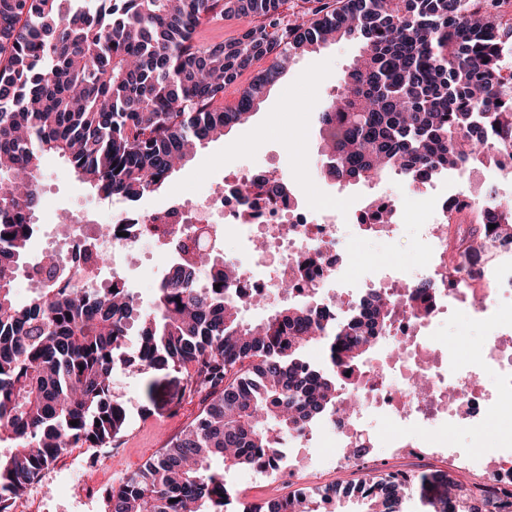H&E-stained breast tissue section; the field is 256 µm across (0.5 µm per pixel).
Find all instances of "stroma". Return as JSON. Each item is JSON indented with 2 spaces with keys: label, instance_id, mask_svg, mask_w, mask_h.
I'll use <instances>...</instances> for the list:
<instances>
[{
  "label": "stroma",
  "instance_id": "stroma-1",
  "mask_svg": "<svg viewBox=\"0 0 512 512\" xmlns=\"http://www.w3.org/2000/svg\"><path fill=\"white\" fill-rule=\"evenodd\" d=\"M360 50L358 42L343 40L297 57L287 76L260 104L251 124L235 127L223 140L200 148L170 176L163 190L137 202V209L161 207L174 194L195 191L207 180L223 182L246 165L277 166L301 196L328 195L349 208L362 206L373 197L376 190L373 184L341 187L320 175L319 134L315 122L316 112L336 95L343 71ZM41 180L43 200L36 217L37 232L25 255L29 264L41 255L47 227L55 223L58 213L92 212L100 203L99 197L77 180L65 161L57 156L43 157ZM422 260L418 225H399L389 237L357 229L346 257V269L358 280L377 279L392 273L413 281ZM496 331L493 322L473 321L462 310L443 321L435 336L441 344L458 340L459 350L465 351L478 346L484 337ZM185 383L186 375L182 372L128 371L113 378V391L124 400L131 424L112 455L111 469L90 470L85 466L84 449H67L43 471L38 483L44 498L42 512H105L104 491L111 486L114 477L140 468L202 410L199 398L182 396ZM370 427L381 442L371 455L382 460L384 468L414 471L428 479L427 484L417 486L406 505L407 512H440V500L445 492L434 482L435 474L446 472L465 483L475 481L485 467L512 456V433L494 417L488 419L484 432L458 429L446 436L449 448L473 449L478 463L470 468L452 463L444 453L420 452L419 445L427 436L425 428L400 431L378 414L371 416ZM395 442L402 443L400 452L390 451V444ZM333 452L331 440L324 438L301 449L302 463L316 471L314 486L343 488L361 478L362 472L356 466H330L328 459Z\"/></svg>",
  "mask_w": 512,
  "mask_h": 512
}]
</instances>
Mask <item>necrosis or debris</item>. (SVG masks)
<instances>
[{"label": "necrosis or debris", "mask_w": 512, "mask_h": 512, "mask_svg": "<svg viewBox=\"0 0 512 512\" xmlns=\"http://www.w3.org/2000/svg\"><path fill=\"white\" fill-rule=\"evenodd\" d=\"M284 182L278 170L245 168L191 197L174 196L164 208L146 216L113 208L103 217L111 226L106 237L92 232L87 218L74 217L49 244L86 281L94 278V261L104 257L131 259L147 245L167 256L175 250L204 247L218 259L237 263L241 276L236 293L241 300L271 296L274 282L300 288L315 283L321 301L335 304L336 282L345 273L351 244L341 222L343 213L332 198L306 201L285 188ZM451 203L443 193L413 210L394 204L395 221L383 225L384 234H393L399 224L419 225L426 243L422 270L436 279L437 289L415 309H401L390 332L394 341L403 343V356L411 360V367L363 384L357 416L333 419L321 426L322 435L332 437L341 430L346 441H354L361 417L375 412L400 426H426L428 443L437 448L448 429H483L489 412L512 419V345L490 336L473 352L455 357L433 341L448 311L462 306L469 307L474 320L490 319L512 329V243L496 239L479 244L489 260L479 277L449 267L450 253L460 249L457 228L449 225L442 235L437 227L446 223ZM259 239L266 244L261 251L253 247ZM233 244L240 246L241 255L231 256ZM421 378L432 384L428 394L415 388ZM307 438V433L296 432L279 440L284 454L264 469L265 480L285 477L296 490H305L312 477L293 451Z\"/></svg>", "instance_id": "1"}]
</instances>
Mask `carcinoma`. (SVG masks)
I'll list each match as a JSON object with an SVG mask.
<instances>
[{
  "instance_id": "cac0c4a2",
  "label": "carcinoma",
  "mask_w": 512,
  "mask_h": 512,
  "mask_svg": "<svg viewBox=\"0 0 512 512\" xmlns=\"http://www.w3.org/2000/svg\"><path fill=\"white\" fill-rule=\"evenodd\" d=\"M286 0H0V512L67 448L105 446L129 426L112 392L118 365L183 371L202 396L201 414L152 461L105 491L108 512H224L233 476L260 469L279 449L271 436L303 431L335 411L358 408L397 300L410 306L436 288L376 289L341 321L328 320L317 286L261 321L242 316L237 269L202 275L212 254L171 261L153 307L126 285L60 287L66 261L45 254L47 272L16 298L40 206V162L62 158L95 194L136 203L160 189L190 150L245 125L285 76L283 61L341 39L361 53L340 91L317 113L320 173L337 184L421 171H463L512 148V16L506 0H306L286 24ZM255 18L232 40L194 41L203 23ZM270 56L223 109L224 87ZM468 218L474 243L512 238V207L467 196L448 220ZM495 228H490V225ZM219 289H214V286ZM137 328L142 358L126 356ZM326 349L323 368L306 349ZM423 475L370 476L343 490L290 492L240 512H320L333 497L358 512H405ZM457 512H490L512 489L465 484L440 473Z\"/></svg>"
}]
</instances>
